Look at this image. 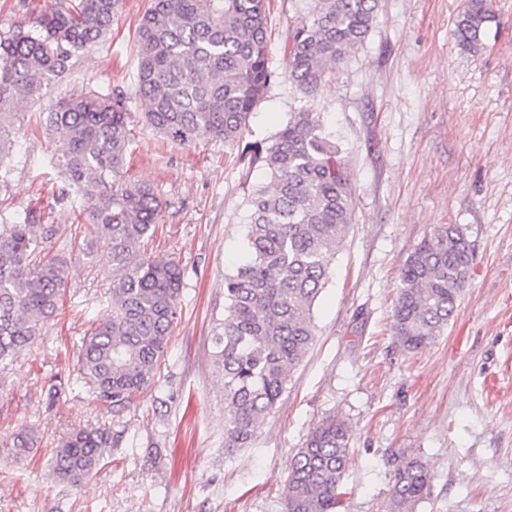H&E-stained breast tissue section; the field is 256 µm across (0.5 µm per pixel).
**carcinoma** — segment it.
<instances>
[{
    "mask_svg": "<svg viewBox=\"0 0 512 512\" xmlns=\"http://www.w3.org/2000/svg\"><path fill=\"white\" fill-rule=\"evenodd\" d=\"M120 0H54L49 13L0 32V155L22 100L42 95L72 60L99 43ZM379 0H309L307 15L285 42L288 81L310 102L328 66L347 60L376 22ZM492 0H465L455 22L458 45L476 54ZM135 94L145 122L176 145L202 139L239 142L274 78L269 68L266 0H151L137 29ZM127 96L115 89L65 99L39 123L55 140L50 164L61 178L58 200L79 204L87 231L112 275V319L83 336L74 382L103 409L119 414L155 379L178 314L183 271L151 260L162 198L153 184L128 176L131 144ZM243 152L270 186L247 198L249 260L224 276V318L211 338L224 378V444L245 448L276 407L309 350L313 305L330 277L336 246L353 223L346 151L309 107L289 113L270 139ZM58 234L30 209L0 224V373L34 345L42 323L63 305L76 239L54 248ZM472 252L458 226L436 230L408 255L393 311L397 339L420 349L448 326L466 286ZM119 442L110 429L79 428L57 446V478L80 485ZM351 435L334 418L317 425L292 458L286 512H339ZM387 512H415L430 494L432 474L406 451L387 459Z\"/></svg>",
    "mask_w": 512,
    "mask_h": 512,
    "instance_id": "1",
    "label": "carcinoma"
}]
</instances>
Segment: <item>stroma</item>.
Here are the masks:
<instances>
[{"label": "stroma", "mask_w": 512, "mask_h": 512, "mask_svg": "<svg viewBox=\"0 0 512 512\" xmlns=\"http://www.w3.org/2000/svg\"><path fill=\"white\" fill-rule=\"evenodd\" d=\"M150 0H122L103 40L86 50L23 118L1 165L0 212L44 208L60 237L78 232V205L54 200L51 140L31 113L89 91L122 90L133 141L129 176L156 184L163 207L154 260L184 276L160 370L137 402L106 412L74 383L81 338L111 314L103 258L77 257L65 304L33 347L0 373V512H285L293 455L322 420L351 432L341 512H385L388 455L406 449L433 476L416 512H512V0H493L484 48L461 50L464 0H379L376 24L349 61L330 67L311 107L349 153L354 221L313 307L315 336L250 447L224 448L222 380L211 357L224 312V276L245 257L246 199L268 184L242 147L172 144L136 97V29ZM296 0H268L275 80L245 141L273 136L297 111L284 44ZM444 224L464 232L473 260L455 316L434 341L409 350L392 311L399 271ZM121 434L82 486L52 471L58 442L76 428ZM34 430L39 447L12 442Z\"/></svg>", "instance_id": "35a3bbf8"}]
</instances>
